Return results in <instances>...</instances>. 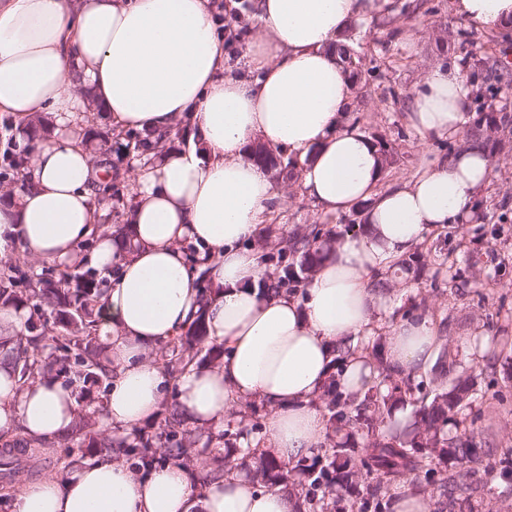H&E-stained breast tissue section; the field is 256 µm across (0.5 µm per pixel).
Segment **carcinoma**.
Here are the masks:
<instances>
[{"label":"carcinoma","instance_id":"obj_1","mask_svg":"<svg viewBox=\"0 0 512 512\" xmlns=\"http://www.w3.org/2000/svg\"><path fill=\"white\" fill-rule=\"evenodd\" d=\"M461 61L469 64L478 58L484 71L486 100L481 102L476 117L469 125L463 144L481 147L490 159L507 157L512 153V111L505 102L512 92V71L496 56L492 46L478 55L465 49L474 45L472 33L457 32ZM345 70L353 83L369 86L367 75L375 67L367 66L365 54L353 30L344 34L339 45ZM98 141L99 152L112 153L113 145L125 153L144 159L151 149L163 148L174 139L170 132L153 136L138 132L116 134L112 130L92 132ZM382 157L383 170L400 165L401 155L389 140L373 137ZM250 160L291 180L296 164L273 154L263 145L253 147ZM27 157L6 152L0 158L3 179L22 190L23 168ZM107 180L97 189L98 201L111 205L108 217L113 220L116 235L126 233L125 185L121 173L111 169ZM484 203L479 200L473 218L449 227L445 240L456 241V248L475 245L486 235H496L489 227ZM340 234L322 224L297 227L288 238L274 245L262 243L263 261L276 266L273 278L258 282L261 292L298 291L318 262L326 256ZM414 256L395 263V269L377 274L373 286L388 289L394 286L399 273L410 270ZM508 264L498 262L488 272L471 261L467 269L456 270L448 277L450 293L456 295L467 288H485L509 274ZM106 279L88 268L72 272L55 266L43 267L41 272L13 262L0 270V306L29 309L24 329L13 339L0 341V361L9 365L21 385L38 375L63 378L67 385L81 390V398L95 401L93 391L109 385L111 370L105 355L106 347L95 341L100 324ZM387 337L376 343L378 377L360 392H343L331 376L319 397L327 428L328 447L312 456L292 463L268 457L258 448H236L234 453L222 454L220 449H198V437L187 428L183 413L176 401L162 405L156 421L141 428L132 440L116 441L102 437L95 430L94 415H101L104 402L91 415L78 418L71 431L55 439H27L20 435L0 436V477L16 480L22 473L21 463L33 462L39 448H71L72 444L87 447L125 460H134V467L146 472L163 463L186 467L200 488L210 482L243 469L246 459L255 460L254 479L268 488H279L294 497L298 512H383L392 502L391 491L397 486L419 489L432 487L436 512H470L472 499L483 495L498 499L502 487H512V448L496 451L489 443L476 439L474 431L459 417L471 407L470 395L476 386L475 372L480 363L458 369L448 344H443L433 367L425 372L396 374L385 360ZM164 367L182 373L192 365L205 362L218 365L224 359V346L208 340L205 320L197 317L178 336L172 338L162 351ZM411 407L413 422L405 432L382 431L390 410L396 403ZM261 426L233 427L226 425L218 439L227 445L241 443Z\"/></svg>","mask_w":512,"mask_h":512}]
</instances>
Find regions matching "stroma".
<instances>
[{
    "label": "stroma",
    "mask_w": 512,
    "mask_h": 512,
    "mask_svg": "<svg viewBox=\"0 0 512 512\" xmlns=\"http://www.w3.org/2000/svg\"><path fill=\"white\" fill-rule=\"evenodd\" d=\"M404 2L390 0L386 10L359 29L377 70L370 81V95L354 101L351 114L359 118L358 128L365 136L384 135L406 157L401 170L383 174L381 184L385 187L418 178L446 160L447 138L424 139L410 125V98L430 67L459 61V53L448 44L449 30L462 28L480 34L486 31L485 26L457 18L451 11V0H419L422 9L413 20L402 13ZM276 186L278 194L270 204L267 219L274 238L287 236L298 224L339 228L340 215L319 211L305 197L300 185L280 180ZM480 195L503 205L506 213L499 236L489 240L480 257L482 265L490 269L512 255V158L497 161ZM390 298L397 308L412 300L419 301L420 315L433 322L449 320L451 351L466 365L471 362L476 340H484L490 347L501 343L503 337L512 336V279L482 295L468 289L463 297L452 301L447 293L436 289L413 269L401 275L390 291ZM511 366L512 353L500 352L496 373L481 376L472 403L475 433L503 447H512V378L506 376Z\"/></svg>",
    "instance_id": "35a3bbf8"
}]
</instances>
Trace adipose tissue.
Here are the masks:
<instances>
[{"label":"adipose tissue","mask_w":512,"mask_h":512,"mask_svg":"<svg viewBox=\"0 0 512 512\" xmlns=\"http://www.w3.org/2000/svg\"><path fill=\"white\" fill-rule=\"evenodd\" d=\"M385 0H252L260 33L247 44L245 71L227 66L210 0H0V112L16 121L49 115L46 139L18 137L29 163L26 187L0 203V258L15 251L111 274L101 328L112 378L104 421L132 438L153 420L169 384L158 351L204 317L222 364L190 366L176 382L187 420L224 429L232 406L266 405L267 451L284 462L325 443L316 399L337 349L353 355L340 384L362 388L372 374L363 349L388 301L371 288L427 229L471 216L491 178L480 147L459 151L409 184L379 190L382 159L371 139L344 125L352 80L337 46L350 24ZM454 15L491 28L512 25V0H452ZM472 87L460 68H430L414 93L409 123L426 137L463 131ZM119 131L189 125L188 149L141 161L128 210V238L97 224L95 187L105 168L82 140L92 115ZM306 162V196L323 211L364 206L362 232L346 234L317 266L302 297L259 293L266 270L246 242L265 221L276 187L247 157L253 141ZM94 240L91 251L78 245ZM196 256L219 291L202 300ZM441 344L427 317L394 323L386 360L426 371ZM0 366V430L29 438L65 433L78 417L71 390L38 377L19 386ZM295 500L239 474L206 488L166 463L135 471L122 459L76 463L65 480L24 485L12 512H294Z\"/></svg>","instance_id":"1"}]
</instances>
